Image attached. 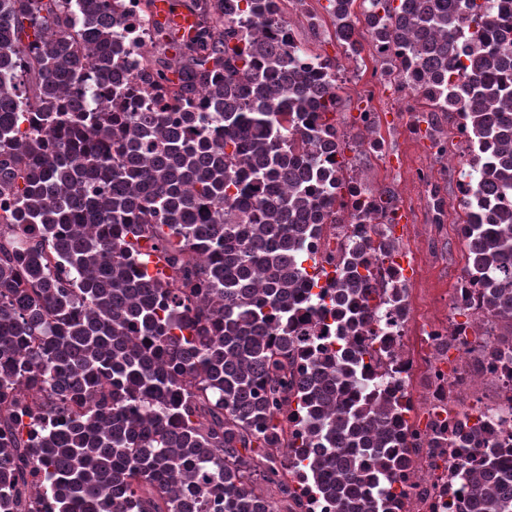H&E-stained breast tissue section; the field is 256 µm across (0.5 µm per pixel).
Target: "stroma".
Instances as JSON below:
<instances>
[{
  "label": "stroma",
  "instance_id": "35a3bbf8",
  "mask_svg": "<svg viewBox=\"0 0 512 512\" xmlns=\"http://www.w3.org/2000/svg\"><path fill=\"white\" fill-rule=\"evenodd\" d=\"M327 0H291L285 9L297 40L321 57L332 59L341 69L343 101L336 115L339 129L345 134L356 133L355 115L365 105L363 88L372 78L380 76L373 49H366L363 58L354 62L343 53L335 38L330 37L331 19L326 11ZM381 116L379 149L358 155L354 165L361 178L374 191L390 190L400 212L409 221L401 236L402 252L413 261L415 274L408 279L411 318L406 326L402 352L413 364L417 375L410 396L417 422H424L430 398L420 381L429 366L438 358L435 348L419 334L422 324L447 326L457 321L451 291L464 272L466 248L457 225L439 223L433 203L442 197L445 208L460 206L463 199L459 174L462 145L457 140L454 121L432 122L430 113L389 112L386 103H378ZM435 123L447 139L450 153L431 154L421 137L412 135V123ZM456 373L466 374L465 384L453 392L456 411L469 412L493 405L501 399V387L488 377H473L467 370L469 355L450 352Z\"/></svg>",
  "mask_w": 512,
  "mask_h": 512
}]
</instances>
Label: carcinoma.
Instances as JSON below:
<instances>
[{"label":"carcinoma","mask_w":512,"mask_h":512,"mask_svg":"<svg viewBox=\"0 0 512 512\" xmlns=\"http://www.w3.org/2000/svg\"><path fill=\"white\" fill-rule=\"evenodd\" d=\"M328 3L348 56L362 24L410 50L381 70L464 104L484 196L512 200V0ZM187 9V38L152 22L176 57L134 75L110 0H0V505L278 512L264 483L307 512L294 484L308 478L334 512H391L392 476L470 446L480 468L442 479L460 486L448 512H512V436L479 410L447 408L448 432L411 422L391 335L408 288L378 266L400 247L392 197L348 178L380 222L334 260L306 247L350 165L336 157L364 144L336 125L341 87L300 68L311 49L256 36L287 27L275 0ZM466 19L481 45L462 60ZM133 82L163 107L123 111ZM487 213L460 227L473 293L458 314L494 336L461 342L475 375L512 373V205Z\"/></svg>","instance_id":"carcinoma-1"}]
</instances>
